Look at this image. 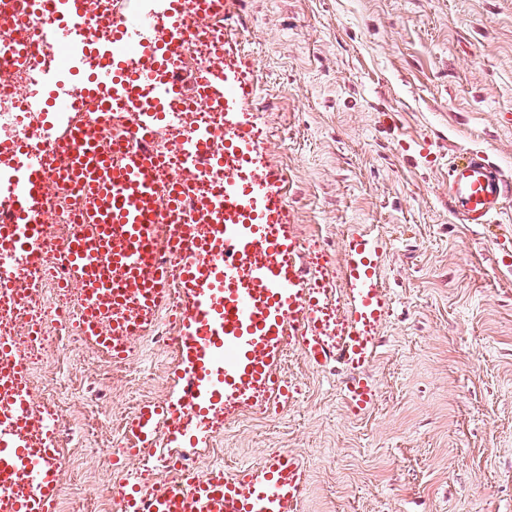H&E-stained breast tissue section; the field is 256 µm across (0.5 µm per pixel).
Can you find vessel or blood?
Returning <instances> with one entry per match:
<instances>
[{
  "label": "vessel or blood",
  "mask_w": 512,
  "mask_h": 512,
  "mask_svg": "<svg viewBox=\"0 0 512 512\" xmlns=\"http://www.w3.org/2000/svg\"><path fill=\"white\" fill-rule=\"evenodd\" d=\"M4 2L15 35L0 45V56L23 66L50 41L48 30L33 34L28 27L46 0ZM182 44L177 31L157 42L146 38L135 21L115 22L112 58L86 82L85 94L99 109L116 101L134 114L120 158L100 150L99 128L93 124L67 130L42 152L0 144V152H11L16 160L6 184L14 205L10 223L0 224L1 254L29 259L40 254L44 226L35 218V203L45 197L49 181L77 185L97 202L62 245L64 284L84 290L85 312L78 324L84 342L116 359L127 355L133 339L147 331L166 302L170 269L178 271L183 302L175 341L184 384L175 400L139 406L129 422L135 454L151 447L160 419L176 418V431L193 446L212 429L222 405L265 409L287 400L279 368L289 347L319 365L332 358L345 365L351 372L347 403L359 412L368 409L377 393L364 369L377 349L374 329L390 309L382 281L384 250L371 235L348 234L337 276L322 267L310 275L302 267L281 178L255 165L264 142L248 110L254 85L237 66L199 83L224 106L223 149L207 135L190 144L194 160L224 170L223 187L197 196L195 207L202 213L222 210L224 221L202 233L186 227L171 241L170 263L158 261L155 239L165 221L161 207L177 208L182 193L177 185L160 193L155 175L164 158L148 144L170 112L186 103L180 84L168 74ZM511 192L512 182L483 155H468L449 170L448 201L463 223H494ZM103 255L108 265L100 264ZM333 281L347 317L330 345L323 309L325 287ZM26 379L18 349L0 338V389L10 413L0 424V492L9 497L0 512H54L61 483L55 431L47 429L44 447H29L21 432L29 415ZM20 481L28 484V492L12 493ZM305 486L303 462L284 453L234 474L220 465L205 474L185 471L152 492L132 477L117 496L120 512H293Z\"/></svg>",
  "instance_id": "b4317fda"
}]
</instances>
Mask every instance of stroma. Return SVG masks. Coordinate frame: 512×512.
I'll list each match as a JSON object with an SVG mask.
<instances>
[{"label":"stroma","instance_id":"stroma-1","mask_svg":"<svg viewBox=\"0 0 512 512\" xmlns=\"http://www.w3.org/2000/svg\"><path fill=\"white\" fill-rule=\"evenodd\" d=\"M227 24L260 64L263 163L300 240L320 244L307 265L336 271L347 231L371 234L393 304L365 370L370 409L347 404L345 367L290 350L287 406L234 412L187 457L232 472L290 452L306 466L297 512H512V271L499 265L512 196L497 226L448 210L456 158L484 153L512 178V0H234ZM134 345L131 367L82 344L36 371L75 388L64 430L83 467L60 498L141 468L125 422L180 390L176 346ZM107 446L118 455L99 456Z\"/></svg>","mask_w":512,"mask_h":512}]
</instances>
